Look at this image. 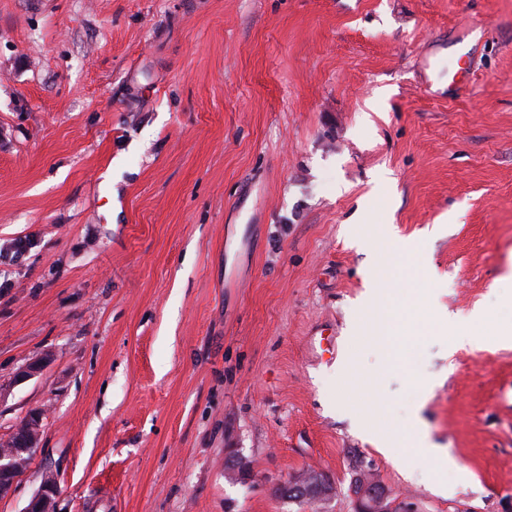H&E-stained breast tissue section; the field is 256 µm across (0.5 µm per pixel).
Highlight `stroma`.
Here are the masks:
<instances>
[{"label": "stroma", "instance_id": "35a3bbf8", "mask_svg": "<svg viewBox=\"0 0 512 512\" xmlns=\"http://www.w3.org/2000/svg\"><path fill=\"white\" fill-rule=\"evenodd\" d=\"M33 411L0 512H354L360 466L512 512V0H0V442ZM308 469L334 498L277 494ZM387 268L380 264L375 270V281L373 287L369 289L363 304L366 311L372 316V322L369 326L370 339L379 345H388L391 336H400L396 317L392 319L382 313L381 295L384 290L383 285L389 284L391 279L387 275ZM56 485L51 477H45L39 491L31 499L24 512H56Z\"/></svg>", "mask_w": 512, "mask_h": 512}]
</instances>
